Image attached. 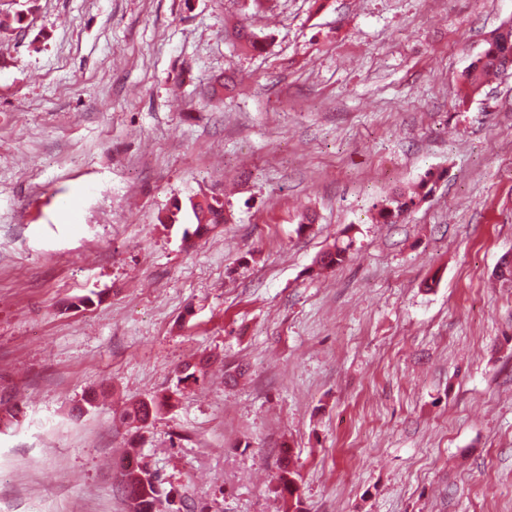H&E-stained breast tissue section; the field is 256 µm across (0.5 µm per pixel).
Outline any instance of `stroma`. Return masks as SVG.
I'll return each instance as SVG.
<instances>
[{
	"instance_id": "35a3bbf8",
	"label": "stroma",
	"mask_w": 512,
	"mask_h": 512,
	"mask_svg": "<svg viewBox=\"0 0 512 512\" xmlns=\"http://www.w3.org/2000/svg\"><path fill=\"white\" fill-rule=\"evenodd\" d=\"M18 14L0 512H127L131 445L203 512H281L286 452L307 512H512V285L491 276L512 253V74L463 85L512 0H0ZM430 171L429 198L374 223ZM200 193L228 221L186 245L190 214L159 219ZM352 246V240L346 243H340L333 246L332 249L324 252L317 260L316 265L321 269H331L342 265L348 258ZM170 406L166 397L161 399L136 400L130 402L124 410V420L136 429L146 426L149 420L159 411Z\"/></svg>"
}]
</instances>
